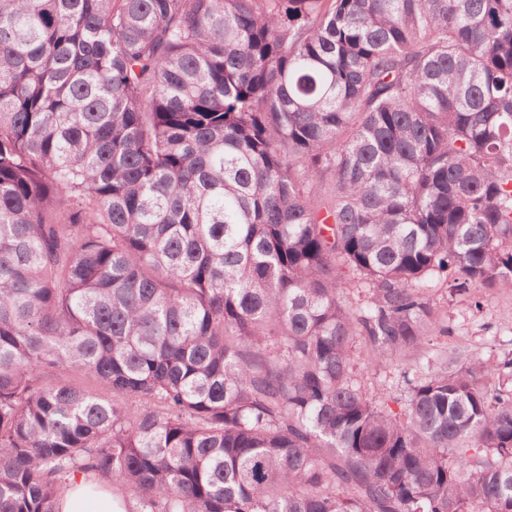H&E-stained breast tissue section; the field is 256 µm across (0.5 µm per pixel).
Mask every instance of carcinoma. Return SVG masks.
<instances>
[{
    "label": "carcinoma",
    "mask_w": 512,
    "mask_h": 512,
    "mask_svg": "<svg viewBox=\"0 0 512 512\" xmlns=\"http://www.w3.org/2000/svg\"><path fill=\"white\" fill-rule=\"evenodd\" d=\"M440 279L512 289V0H0V512H512ZM361 362L360 369L363 371L358 376L370 394H386L390 387L394 389L402 381L400 371L394 365L376 370L373 365H367V360ZM86 488L85 477H75L64 497L62 512H124L112 489L89 497Z\"/></svg>",
    "instance_id": "obj_1"
}]
</instances>
